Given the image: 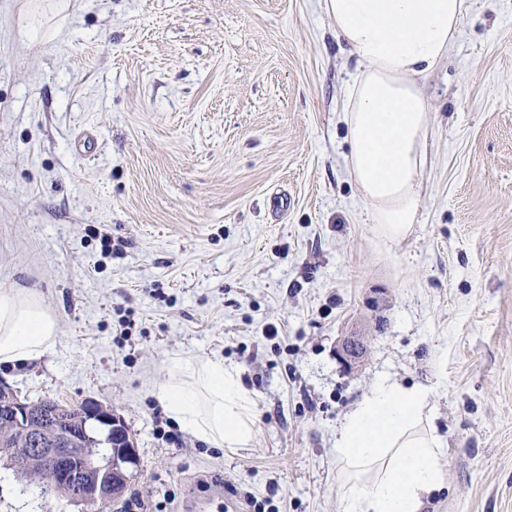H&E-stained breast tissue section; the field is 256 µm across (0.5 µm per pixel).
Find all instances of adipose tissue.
I'll return each instance as SVG.
<instances>
[{
    "label": "adipose tissue",
    "instance_id": "adipose-tissue-1",
    "mask_svg": "<svg viewBox=\"0 0 512 512\" xmlns=\"http://www.w3.org/2000/svg\"><path fill=\"white\" fill-rule=\"evenodd\" d=\"M325 8L358 64L346 93V163L368 221L396 242L416 222L427 154V108L416 79L448 55L467 0H326ZM57 333L35 293L0 291V363L38 359ZM153 395L183 432L208 445L245 448L254 438L252 395L223 357L174 355ZM432 395L384 375L344 416L335 441L341 512H425L444 480Z\"/></svg>",
    "mask_w": 512,
    "mask_h": 512
}]
</instances>
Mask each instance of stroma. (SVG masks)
Wrapping results in <instances>:
<instances>
[{
    "label": "stroma",
    "mask_w": 512,
    "mask_h": 512,
    "mask_svg": "<svg viewBox=\"0 0 512 512\" xmlns=\"http://www.w3.org/2000/svg\"><path fill=\"white\" fill-rule=\"evenodd\" d=\"M468 2L391 243L345 162L356 62L325 0H0V287L59 325L0 382L124 419L137 475L108 512H341L336 431L384 373L433 390L426 512H512V0ZM345 336L370 344L350 371ZM177 353L239 368L249 447L161 438ZM0 512L80 509L0 467Z\"/></svg>",
    "instance_id": "obj_1"
}]
</instances>
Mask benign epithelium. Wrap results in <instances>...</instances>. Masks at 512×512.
<instances>
[{
    "label": "benign epithelium",
    "instance_id": "obj_1",
    "mask_svg": "<svg viewBox=\"0 0 512 512\" xmlns=\"http://www.w3.org/2000/svg\"><path fill=\"white\" fill-rule=\"evenodd\" d=\"M360 342L361 339L350 337L336 349L337 361L343 369L349 371L359 362L363 353ZM0 392L5 394L6 407V411L0 416V447L6 449V453H12V450L6 448L12 434H31L39 445L36 452L44 460V466L38 474L47 481L75 491L76 499L82 503L85 512H101L104 507L120 498L119 484L112 480L115 465L102 461L85 450L77 456L74 455V437L71 434L62 431L60 427L46 432L36 425V414L40 411L41 404L20 397L4 384H0ZM83 407L86 416L112 432V437L117 439L114 446L119 456L128 461L138 459L137 449L134 448L124 422L112 409L96 401H86Z\"/></svg>",
    "mask_w": 512,
    "mask_h": 512
}]
</instances>
